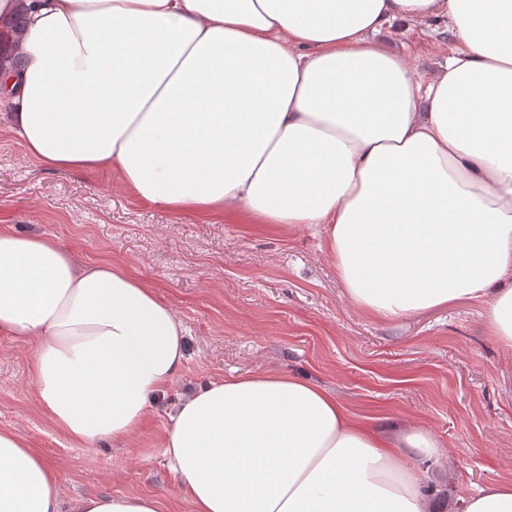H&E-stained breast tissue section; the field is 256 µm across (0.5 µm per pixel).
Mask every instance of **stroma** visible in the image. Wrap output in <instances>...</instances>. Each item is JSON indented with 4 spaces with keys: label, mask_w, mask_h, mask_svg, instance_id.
Masks as SVG:
<instances>
[{
    "label": "stroma",
    "mask_w": 512,
    "mask_h": 512,
    "mask_svg": "<svg viewBox=\"0 0 512 512\" xmlns=\"http://www.w3.org/2000/svg\"><path fill=\"white\" fill-rule=\"evenodd\" d=\"M373 39L421 76L445 69L454 41L393 22ZM52 237L83 262L128 268L187 327L186 362L145 424L119 445L68 440L42 413L33 349L0 335V429L39 448L66 493H134L185 512L162 443L167 413L211 382L289 372L326 388L371 426L424 425L441 447L430 465L448 502L512 481V347L491 336L482 303L463 301L385 323L348 297L321 234L153 206L109 171L66 172L31 158L0 124V226Z\"/></svg>",
    "instance_id": "obj_1"
}]
</instances>
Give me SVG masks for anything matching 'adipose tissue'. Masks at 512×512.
<instances>
[{
  "label": "adipose tissue",
  "instance_id": "1",
  "mask_svg": "<svg viewBox=\"0 0 512 512\" xmlns=\"http://www.w3.org/2000/svg\"><path fill=\"white\" fill-rule=\"evenodd\" d=\"M25 9L0 102L28 155L109 170L142 201L318 229L351 300L403 321L486 302L512 347V0H0ZM442 20L456 45L420 78L372 36ZM187 329L152 288L0 226V335L30 344L42 412L120 443L182 370ZM187 512H432L421 425L398 437L290 373L234 376L168 414ZM0 512H161L141 494L68 496L0 430Z\"/></svg>",
  "mask_w": 512,
  "mask_h": 512
}]
</instances>
